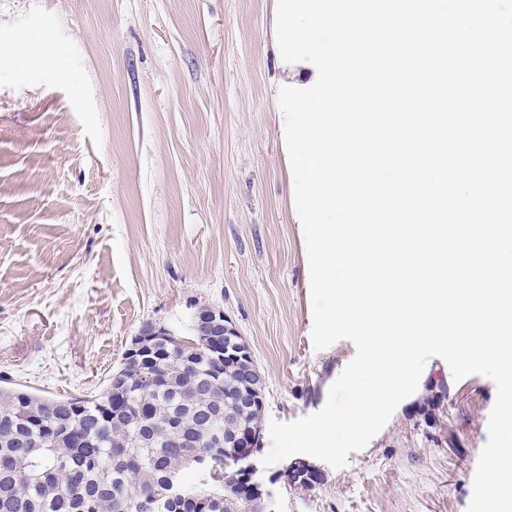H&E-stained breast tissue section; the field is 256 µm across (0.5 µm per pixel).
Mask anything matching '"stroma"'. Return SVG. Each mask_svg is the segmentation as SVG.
I'll list each match as a JSON object with an SVG mask.
<instances>
[{"label":"stroma","instance_id":"1","mask_svg":"<svg viewBox=\"0 0 512 512\" xmlns=\"http://www.w3.org/2000/svg\"><path fill=\"white\" fill-rule=\"evenodd\" d=\"M277 0H0V378L99 393L142 325L224 311L265 421L320 410L356 349L315 350L278 105ZM496 386L430 359L417 391L311 489L257 469L266 512H467Z\"/></svg>","mask_w":512,"mask_h":512}]
</instances>
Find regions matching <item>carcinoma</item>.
I'll use <instances>...</instances> for the list:
<instances>
[{
  "label": "carcinoma",
  "instance_id": "1",
  "mask_svg": "<svg viewBox=\"0 0 512 512\" xmlns=\"http://www.w3.org/2000/svg\"><path fill=\"white\" fill-rule=\"evenodd\" d=\"M191 341L159 344L149 362L123 357L85 398L1 385L0 512H257L260 493H239L224 448V400L240 379L213 343ZM183 432L198 447H177ZM188 468L207 480H187Z\"/></svg>",
  "mask_w": 512,
  "mask_h": 512
}]
</instances>
